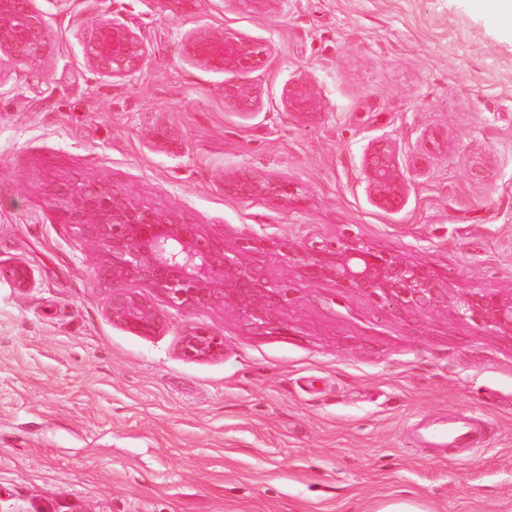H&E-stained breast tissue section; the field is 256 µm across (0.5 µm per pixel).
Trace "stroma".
<instances>
[{
	"mask_svg": "<svg viewBox=\"0 0 512 512\" xmlns=\"http://www.w3.org/2000/svg\"><path fill=\"white\" fill-rule=\"evenodd\" d=\"M471 0H202L178 20L143 0H71L47 15L52 56L0 64V512H377L417 495L426 512H512V340L442 311H381L361 291L302 277L277 248L361 237L451 284L512 289V34ZM138 27L132 80L83 63L89 20ZM223 27L270 43L267 68L203 70L183 34ZM308 80L322 115L282 101ZM228 83L261 90L235 113ZM168 125L173 155L148 136ZM396 142L408 185L370 200L362 154ZM231 174L282 176L290 202L225 194ZM102 183L175 210L288 281V333L213 308L171 313L144 337L112 325L98 247L65 224L54 183ZM224 336L223 357L179 353L186 325ZM485 421L469 448L417 444L418 424Z\"/></svg>",
	"mask_w": 512,
	"mask_h": 512,
	"instance_id": "35a3bbf8",
	"label": "stroma"
}]
</instances>
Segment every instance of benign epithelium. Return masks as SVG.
<instances>
[{
	"mask_svg": "<svg viewBox=\"0 0 512 512\" xmlns=\"http://www.w3.org/2000/svg\"><path fill=\"white\" fill-rule=\"evenodd\" d=\"M143 2L172 19L193 14L200 6V0ZM80 45L85 68L99 78L131 80L147 58L141 31L116 17L88 22ZM180 46L191 63L216 73L256 72L271 57L268 43L222 28L188 32ZM51 51L47 16L34 0H0V52L7 61L34 67ZM224 100L237 113L250 115L258 107L259 89L252 84L229 85L224 87ZM283 101L302 124L319 115L314 93L302 79L288 81ZM150 145L171 153L178 138L160 126L151 133ZM362 166L372 202L387 211L400 209L407 185L394 141L383 136L371 141ZM224 191L240 198L266 195L286 203L294 194L285 178L238 175L224 178ZM58 195L65 222L102 252V277L112 285L106 305L112 324L149 337L168 326L169 310L220 307L256 331L289 332L279 318L290 303L288 284L245 256L261 249L264 238L227 246L201 232L198 225L179 220L171 210L129 203L118 190L101 184L62 186ZM284 248L288 260L309 280L365 292L383 310L444 311L479 330L512 338V290L452 288L447 277L430 268L351 235L310 239ZM179 350L187 360L218 358L224 355V336L193 323L183 330Z\"/></svg>",
	"mask_w": 512,
	"mask_h": 512,
	"instance_id": "1",
	"label": "benign epithelium"
}]
</instances>
